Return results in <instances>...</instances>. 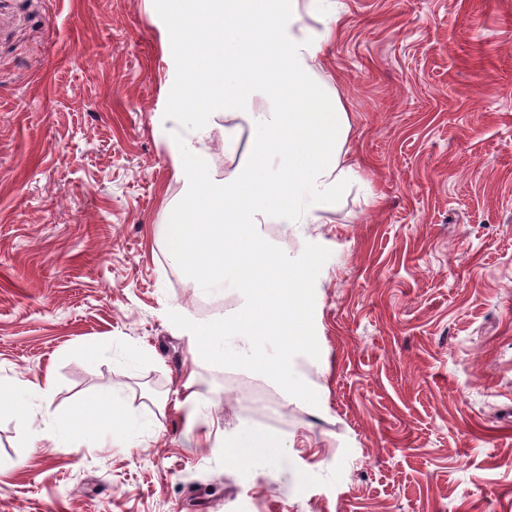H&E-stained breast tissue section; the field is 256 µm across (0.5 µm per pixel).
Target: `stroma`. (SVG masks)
<instances>
[{
    "mask_svg": "<svg viewBox=\"0 0 512 512\" xmlns=\"http://www.w3.org/2000/svg\"><path fill=\"white\" fill-rule=\"evenodd\" d=\"M337 8L322 73L361 180L305 235L261 227L321 256L296 359L316 411L177 321L243 299L199 296L156 235L183 195L165 16L0 0V380L51 374L61 414L111 386L129 415L61 451L37 411L1 412L0 512H512V0ZM232 429L297 445L236 467Z\"/></svg>",
    "mask_w": 512,
    "mask_h": 512,
    "instance_id": "35a3bbf8",
    "label": "stroma"
}]
</instances>
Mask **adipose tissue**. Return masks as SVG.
Wrapping results in <instances>:
<instances>
[{"instance_id": "adipose-tissue-1", "label": "adipose tissue", "mask_w": 512, "mask_h": 512, "mask_svg": "<svg viewBox=\"0 0 512 512\" xmlns=\"http://www.w3.org/2000/svg\"><path fill=\"white\" fill-rule=\"evenodd\" d=\"M168 30L182 42V67L170 92L169 118L180 132L174 141L175 174L185 193L158 235L169 256L190 273L195 288H214L227 268L238 273L243 302L228 319L183 320L193 348L206 357L268 375L286 396L309 393L290 370L295 357L313 347L309 296L322 262L309 254L300 265L272 250L260 225H289L303 233L319 224L357 177L346 145L351 119L338 92L319 75L325 48L338 35L333 0H164ZM223 106L225 127L212 115ZM195 120L185 123V113ZM245 120L252 157L213 173L207 143L221 131L234 153L231 121ZM275 336L276 359H267L245 338ZM54 381L45 376L20 385L0 382V409L36 399L47 420V437L66 448L88 424L112 427L127 420L112 387L77 401L67 415L52 411ZM278 435L234 429L224 434V455L237 466L274 455Z\"/></svg>"}]
</instances>
